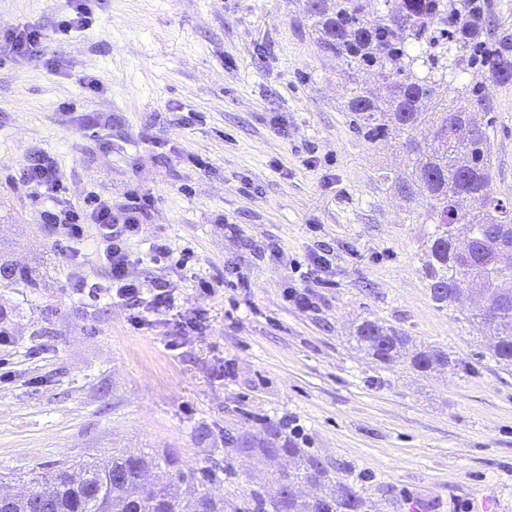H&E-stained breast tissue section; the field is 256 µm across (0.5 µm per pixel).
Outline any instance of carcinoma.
<instances>
[{
    "label": "carcinoma",
    "mask_w": 512,
    "mask_h": 512,
    "mask_svg": "<svg viewBox=\"0 0 512 512\" xmlns=\"http://www.w3.org/2000/svg\"><path fill=\"white\" fill-rule=\"evenodd\" d=\"M300 19L323 53L345 64L350 85L345 110L370 140L395 139L408 158V170L384 176L392 190L411 204L426 202L422 223L433 225L427 239L423 275L438 306L456 303L459 285L487 287L486 305L475 317L489 331L488 354L512 367V266L487 280L496 225L512 224V205L491 196L493 158L488 126L469 139L458 128L473 122L471 106L493 109L484 84L512 83V41L496 37L482 0H300ZM383 13L372 24V4ZM479 80L448 98V78L469 70ZM372 72L385 87L375 96L359 84ZM468 226L475 244L463 253L455 229ZM353 339L383 367L402 356L408 337L378 319H365ZM455 368L447 350L426 346L414 352L408 369L422 377ZM244 452L287 456L291 467L274 482L287 490L307 484L316 493L287 492L269 500L260 491L233 499L201 493L214 472H186L179 457L112 450V455L67 463L30 479V491L49 494L40 512H368L367 488L343 482L297 443L243 441Z\"/></svg>",
    "instance_id": "1"
}]
</instances>
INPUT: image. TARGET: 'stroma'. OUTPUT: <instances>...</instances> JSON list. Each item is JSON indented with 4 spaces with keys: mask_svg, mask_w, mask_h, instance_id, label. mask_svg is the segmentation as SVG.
I'll return each mask as SVG.
<instances>
[{
    "mask_svg": "<svg viewBox=\"0 0 512 512\" xmlns=\"http://www.w3.org/2000/svg\"><path fill=\"white\" fill-rule=\"evenodd\" d=\"M65 7L0 0V35H44L41 54L0 53V260L40 282L0 281L14 338L0 347V490L125 448L219 471L204 486L216 498L271 494L275 462L226 439L275 432L350 468L373 512H512V367L485 356L467 305L431 299L425 206L384 180L406 156L359 134L343 64L297 0H95L67 37ZM486 90L490 191L512 200V84ZM38 152L57 163L62 204L140 207L130 271L170 290L172 312L134 328L96 241L78 263L59 254L25 176ZM156 243L172 253L153 262ZM322 250L331 285L300 307L287 295ZM366 318L447 348L460 370L380 368L350 337Z\"/></svg>",
    "mask_w": 512,
    "mask_h": 512,
    "instance_id": "1",
    "label": "stroma"
}]
</instances>
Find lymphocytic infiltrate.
<instances>
[{"mask_svg":"<svg viewBox=\"0 0 512 512\" xmlns=\"http://www.w3.org/2000/svg\"><path fill=\"white\" fill-rule=\"evenodd\" d=\"M26 179L35 192L50 202L45 219L49 226L61 231L58 248L62 253L79 256L78 246L86 239L85 227L93 225L96 240L103 247L102 257L111 273L107 295L112 302L133 309L132 325H142L143 318L136 315L135 310L141 303L143 288L129 274V241L139 229V210L124 208L116 211L111 204L101 201L89 212L56 204L55 199L63 188V181L54 159L43 154L31 159L26 169Z\"/></svg>","mask_w":512,"mask_h":512,"instance_id":"f902f5d3","label":"lymphocytic infiltrate"}]
</instances>
